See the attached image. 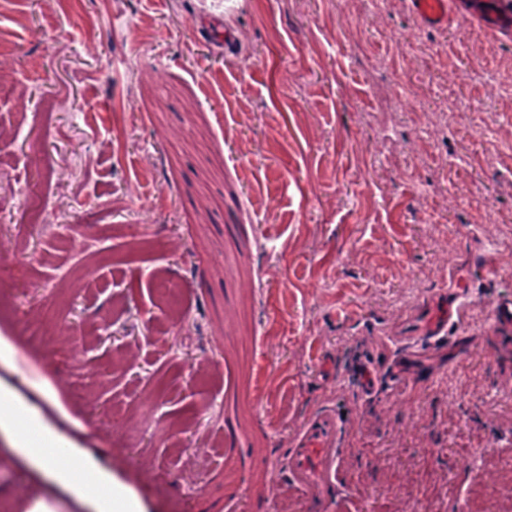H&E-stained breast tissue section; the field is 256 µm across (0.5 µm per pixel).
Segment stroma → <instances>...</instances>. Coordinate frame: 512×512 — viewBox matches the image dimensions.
Instances as JSON below:
<instances>
[{"mask_svg":"<svg viewBox=\"0 0 512 512\" xmlns=\"http://www.w3.org/2000/svg\"><path fill=\"white\" fill-rule=\"evenodd\" d=\"M473 30L409 0H0L27 103L0 97V333L25 355L0 381L142 512H301L278 502L289 440L340 397L334 512H512V354L486 329L512 293V108L487 77L512 35ZM445 101L465 116L437 139ZM453 274L460 332L364 403L372 341ZM6 453L0 512L39 482ZM413 14L421 24L430 29H444L448 26L453 0H410Z\"/></svg>","mask_w":512,"mask_h":512,"instance_id":"1","label":"stroma"}]
</instances>
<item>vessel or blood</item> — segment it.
<instances>
[{
  "label": "vessel or blood",
  "instance_id": "obj_1",
  "mask_svg": "<svg viewBox=\"0 0 512 512\" xmlns=\"http://www.w3.org/2000/svg\"><path fill=\"white\" fill-rule=\"evenodd\" d=\"M473 11L483 14L492 25L512 29V12L495 10V0H468ZM453 0H410L413 14L430 29L448 26ZM464 289L450 291L441 306H429L414 323L413 348L419 357L428 356L445 344L464 307ZM488 332L496 348L512 350V296L497 300L490 313ZM416 372L391 364L389 373L379 365L363 364L361 392L371 396L383 390L398 392L414 388ZM347 425L340 408L323 406L310 411L289 441L285 493L301 498L305 512H330L336 502L341 477V450Z\"/></svg>",
  "mask_w": 512,
  "mask_h": 512
}]
</instances>
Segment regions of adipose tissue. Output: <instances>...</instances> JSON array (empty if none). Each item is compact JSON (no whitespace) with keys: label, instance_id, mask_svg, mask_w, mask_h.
Instances as JSON below:
<instances>
[{"label":"adipose tissue","instance_id":"1","mask_svg":"<svg viewBox=\"0 0 512 512\" xmlns=\"http://www.w3.org/2000/svg\"><path fill=\"white\" fill-rule=\"evenodd\" d=\"M28 426L36 430L37 441L27 439L24 429ZM1 433L10 437L12 448L48 482L47 487L36 489L21 502L22 512H64V503L49 491L53 485L72 487L76 501L91 512H141L138 502L126 490L113 485L111 475L105 470L93 468L92 482H75L69 464L48 454L49 449L65 445L64 436L25 404L12 387L3 383H0Z\"/></svg>","mask_w":512,"mask_h":512}]
</instances>
